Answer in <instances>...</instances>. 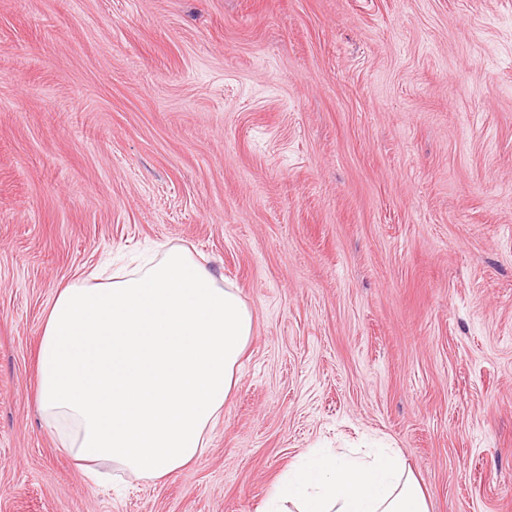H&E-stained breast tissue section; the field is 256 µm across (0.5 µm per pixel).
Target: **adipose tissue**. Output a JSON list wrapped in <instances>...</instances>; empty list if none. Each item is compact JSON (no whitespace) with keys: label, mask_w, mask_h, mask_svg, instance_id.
I'll list each match as a JSON object with an SVG mask.
<instances>
[{"label":"adipose tissue","mask_w":512,"mask_h":512,"mask_svg":"<svg viewBox=\"0 0 512 512\" xmlns=\"http://www.w3.org/2000/svg\"><path fill=\"white\" fill-rule=\"evenodd\" d=\"M253 317L185 247L90 285L60 288L38 349V410L76 462L164 479L206 446L238 383ZM429 512L403 458L309 453L265 512Z\"/></svg>","instance_id":"obj_1"}]
</instances>
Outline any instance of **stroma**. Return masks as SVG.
Segmentation results:
<instances>
[{"instance_id": "35a3bbf8", "label": "stroma", "mask_w": 512, "mask_h": 512, "mask_svg": "<svg viewBox=\"0 0 512 512\" xmlns=\"http://www.w3.org/2000/svg\"><path fill=\"white\" fill-rule=\"evenodd\" d=\"M162 245L253 335L202 453L116 490L36 356L59 288ZM315 448L512 512V0H0V512H262Z\"/></svg>"}]
</instances>
